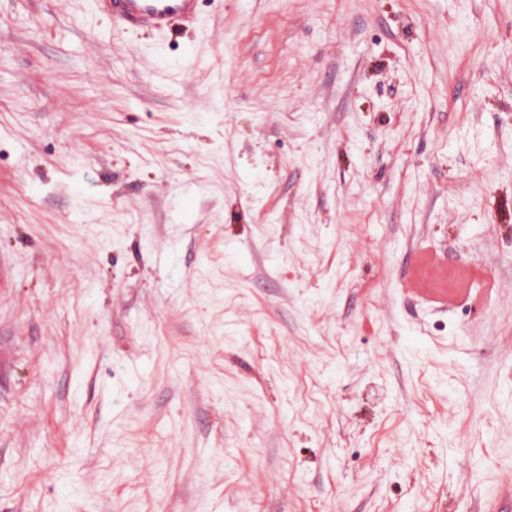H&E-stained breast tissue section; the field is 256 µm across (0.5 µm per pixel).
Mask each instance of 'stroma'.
<instances>
[{"label": "stroma", "mask_w": 512, "mask_h": 512, "mask_svg": "<svg viewBox=\"0 0 512 512\" xmlns=\"http://www.w3.org/2000/svg\"><path fill=\"white\" fill-rule=\"evenodd\" d=\"M0 512H512V0H0ZM202 0H97L102 14L120 31H172L195 23Z\"/></svg>", "instance_id": "1"}]
</instances>
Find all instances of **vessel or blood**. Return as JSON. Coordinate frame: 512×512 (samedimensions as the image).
<instances>
[{
    "label": "vessel or blood",
    "mask_w": 512,
    "mask_h": 512,
    "mask_svg": "<svg viewBox=\"0 0 512 512\" xmlns=\"http://www.w3.org/2000/svg\"><path fill=\"white\" fill-rule=\"evenodd\" d=\"M201 0H97L113 27L125 32L172 31L195 23Z\"/></svg>",
    "instance_id": "1"
}]
</instances>
